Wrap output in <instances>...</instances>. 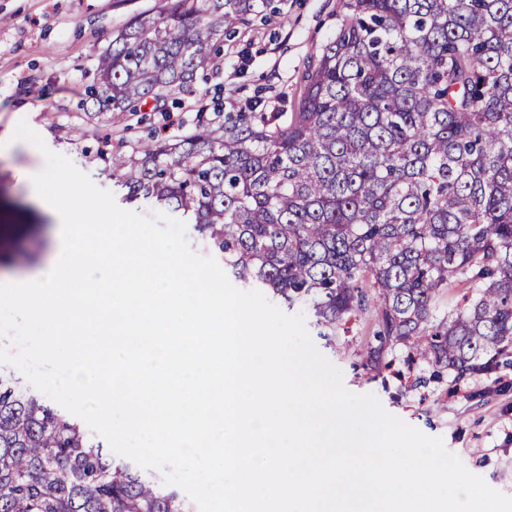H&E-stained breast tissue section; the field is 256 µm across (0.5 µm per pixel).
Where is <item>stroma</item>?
<instances>
[{
  "label": "stroma",
  "instance_id": "1",
  "mask_svg": "<svg viewBox=\"0 0 512 512\" xmlns=\"http://www.w3.org/2000/svg\"><path fill=\"white\" fill-rule=\"evenodd\" d=\"M164 3L0 0V136L27 121L50 150L121 198L96 157L107 140L134 144L155 129L169 138L187 134L203 97L218 101L226 112L238 111L253 98L269 112L294 111L300 95L297 75L334 38L342 13L341 0H271L251 28L225 42L219 70L178 92L181 106L170 119L147 104L130 124L96 127L82 106L88 72L125 23L144 12L158 14ZM33 163L23 141L0 153V249L18 271L45 258L52 247L50 219L24 179ZM378 330L370 312L352 321L332 344L319 339L315 345L341 370L349 391L374 395L388 414L442 438L471 473L512 496V365L458 380L422 362L406 365L407 347L390 345V367L374 369L366 365L363 350Z\"/></svg>",
  "mask_w": 512,
  "mask_h": 512
}]
</instances>
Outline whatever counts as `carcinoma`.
<instances>
[{
  "instance_id": "1",
  "label": "carcinoma",
  "mask_w": 512,
  "mask_h": 512,
  "mask_svg": "<svg viewBox=\"0 0 512 512\" xmlns=\"http://www.w3.org/2000/svg\"><path fill=\"white\" fill-rule=\"evenodd\" d=\"M267 0H166L97 60L88 118L170 117ZM298 110L246 106L103 152L128 190L194 220L244 287L317 335L374 307L380 343L460 380L512 358V0H343ZM468 292L437 315L441 291ZM0 512H193L116 463L70 413L0 377Z\"/></svg>"
}]
</instances>
